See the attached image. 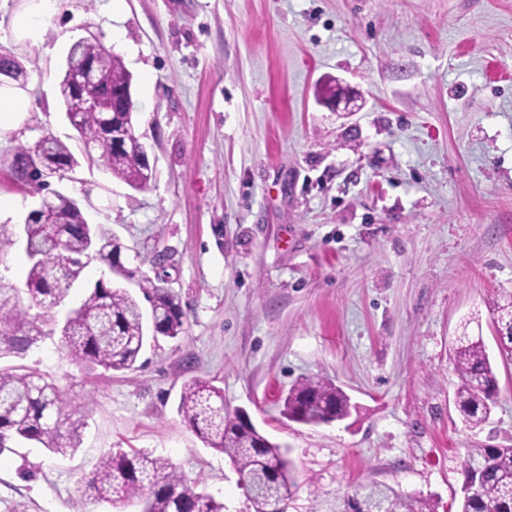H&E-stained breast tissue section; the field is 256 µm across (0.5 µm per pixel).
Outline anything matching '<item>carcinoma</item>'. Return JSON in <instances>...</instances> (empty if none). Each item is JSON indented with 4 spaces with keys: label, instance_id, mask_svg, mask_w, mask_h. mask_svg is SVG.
Segmentation results:
<instances>
[{
    "label": "carcinoma",
    "instance_id": "obj_1",
    "mask_svg": "<svg viewBox=\"0 0 512 512\" xmlns=\"http://www.w3.org/2000/svg\"><path fill=\"white\" fill-rule=\"evenodd\" d=\"M71 61H95L98 81L84 95L113 101L112 124L132 122L129 112L133 76L123 59L97 40L73 43ZM77 132L83 144L96 150L102 168L134 189L145 187L148 165L139 142L127 141L116 148L105 133L102 114L85 112ZM41 156L47 165L63 171L77 162L61 140L47 136L17 155L22 179L37 181L41 170H28L24 159ZM45 217H29L25 224V251L29 260L24 307L14 288H0V359H23L45 335L47 317L75 284L70 265H87V251L95 246V259L117 279L133 276L122 261V246L92 229L77 203L54 191L44 196ZM164 279L143 278L139 288L152 304L153 325H148L139 303L130 292L114 284L95 283L78 308L65 321L62 337L71 360L81 367L106 371H132L153 330L175 338L183 330V312L175 295L163 287ZM40 312L32 315L29 309ZM501 353L512 356V299L493 302ZM454 367L461 377L457 408L463 420L481 425L490 415L498 392L497 379L482 338L463 333L457 339ZM178 414L207 447L223 453L240 480L269 485L279 496L274 504L253 497L254 512H283L295 485L293 467L279 445L247 427L242 410L224 412L223 392L210 382L191 379L184 383ZM284 413L298 423L319 425L351 414L349 396L333 382L306 378L288 391ZM86 425L83 405L75 403L53 380L24 367H0V452L16 441L35 442L53 454L65 455L78 448ZM464 481L475 487L465 493L459 512H512V447L473 448L463 465ZM85 495L108 502L116 509L138 507L137 512H224V503L190 484L186 475L162 456L142 452H116L103 456L84 478ZM316 512H438L430 499L400 495L392 487L370 482L351 495H336L318 504Z\"/></svg>",
    "mask_w": 512,
    "mask_h": 512
}]
</instances>
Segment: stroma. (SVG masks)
Listing matches in <instances>:
<instances>
[{
    "label": "stroma",
    "mask_w": 512,
    "mask_h": 512,
    "mask_svg": "<svg viewBox=\"0 0 512 512\" xmlns=\"http://www.w3.org/2000/svg\"><path fill=\"white\" fill-rule=\"evenodd\" d=\"M58 0L41 42L0 50L27 70L32 107L0 138V287L23 288L19 226L43 196L74 198L138 276L164 273L184 329L124 373L73 364L47 325L25 366L81 403L74 454L0 453V512H113L82 479L108 452L168 458L254 512L224 454L177 413L205 379L246 409L296 468L286 512L382 482L458 512L468 449L512 447V359L490 301L512 294V0ZM94 37L133 75L136 133L154 178L136 190L86 154L59 95L70 45ZM46 136L78 165L18 179ZM482 336L498 383L489 420L465 424L452 353ZM322 376L357 410L308 426L281 395Z\"/></svg>",
    "instance_id": "35a3bbf8"
}]
</instances>
